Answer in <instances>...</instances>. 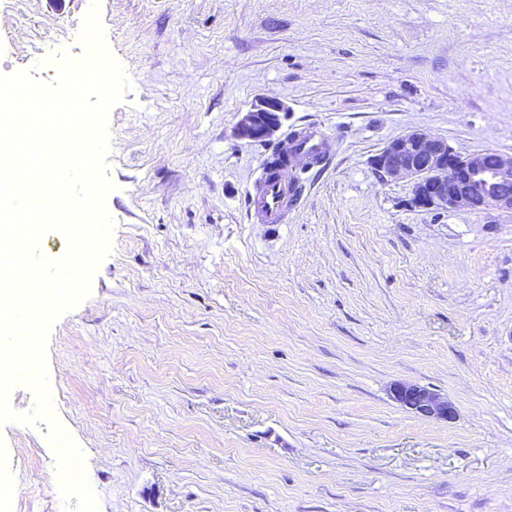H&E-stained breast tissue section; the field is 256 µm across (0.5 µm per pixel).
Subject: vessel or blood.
I'll return each instance as SVG.
<instances>
[{"mask_svg":"<svg viewBox=\"0 0 512 512\" xmlns=\"http://www.w3.org/2000/svg\"><path fill=\"white\" fill-rule=\"evenodd\" d=\"M291 137L295 147L293 162L326 166L325 135L319 128L308 126L292 132ZM300 194V188L290 182L287 168L274 173L262 171L248 193L250 217L261 224L287 223L288 214Z\"/></svg>","mask_w":512,"mask_h":512,"instance_id":"1","label":"vessel or blood"}]
</instances>
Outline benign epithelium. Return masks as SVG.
Wrapping results in <instances>:
<instances>
[{"label":"benign epithelium","instance_id":"1","mask_svg":"<svg viewBox=\"0 0 512 512\" xmlns=\"http://www.w3.org/2000/svg\"><path fill=\"white\" fill-rule=\"evenodd\" d=\"M285 114L280 101L262 100L240 113L237 135L253 142L269 141L279 135ZM371 165L383 178L409 180L413 207L512 214V155L482 151L461 156L446 140L411 130L391 140L372 158ZM392 396L418 417L455 419L453 403L425 387L397 383Z\"/></svg>","mask_w":512,"mask_h":512}]
</instances>
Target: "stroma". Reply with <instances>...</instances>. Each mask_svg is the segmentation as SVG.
<instances>
[{
  "label": "stroma",
  "mask_w": 512,
  "mask_h": 512,
  "mask_svg": "<svg viewBox=\"0 0 512 512\" xmlns=\"http://www.w3.org/2000/svg\"><path fill=\"white\" fill-rule=\"evenodd\" d=\"M91 1L0 0V77L52 80ZM95 1L129 81L111 250L46 359L98 512H512V215L412 207L371 166L411 130L512 154V0ZM265 98L280 137L238 138ZM308 125L329 167L254 223L259 167ZM8 404L0 479L57 512L50 424L29 385ZM393 399L407 411L424 419H455V407L447 397L425 387L397 383L392 389Z\"/></svg>",
  "instance_id": "35a3bbf8"
}]
</instances>
